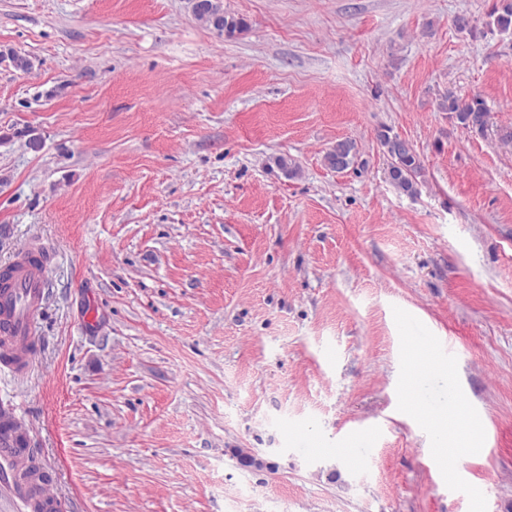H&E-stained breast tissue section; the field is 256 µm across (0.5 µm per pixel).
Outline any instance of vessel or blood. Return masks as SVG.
Listing matches in <instances>:
<instances>
[{
	"label": "vessel or blood",
	"mask_w": 512,
	"mask_h": 512,
	"mask_svg": "<svg viewBox=\"0 0 512 512\" xmlns=\"http://www.w3.org/2000/svg\"><path fill=\"white\" fill-rule=\"evenodd\" d=\"M31 249H22L8 265L0 266V361L26 370L34 353V323L48 285L45 264ZM30 451L17 447L12 437L0 439V512H51L58 497L50 484L35 483L25 459Z\"/></svg>",
	"instance_id": "vessel-or-blood-1"
}]
</instances>
